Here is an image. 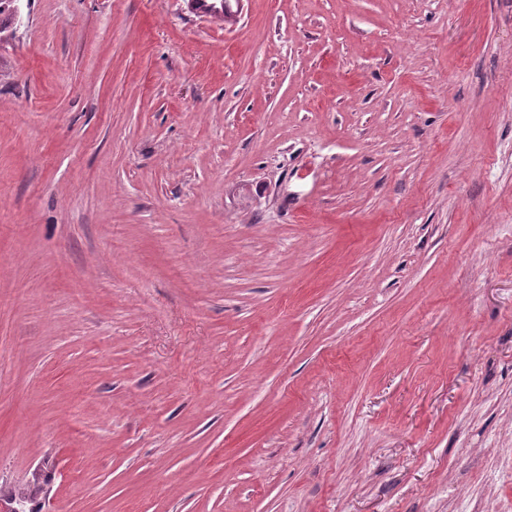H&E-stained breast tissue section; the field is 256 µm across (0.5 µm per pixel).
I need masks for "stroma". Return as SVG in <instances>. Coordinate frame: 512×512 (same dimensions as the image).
<instances>
[{
    "instance_id": "35a3bbf8",
    "label": "stroma",
    "mask_w": 512,
    "mask_h": 512,
    "mask_svg": "<svg viewBox=\"0 0 512 512\" xmlns=\"http://www.w3.org/2000/svg\"><path fill=\"white\" fill-rule=\"evenodd\" d=\"M42 512H512V0H23L0 485Z\"/></svg>"
}]
</instances>
